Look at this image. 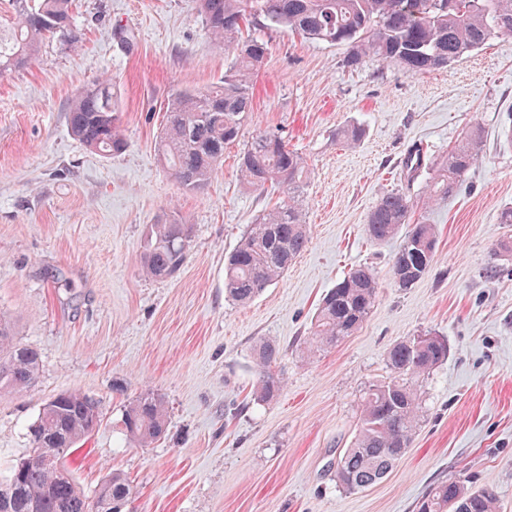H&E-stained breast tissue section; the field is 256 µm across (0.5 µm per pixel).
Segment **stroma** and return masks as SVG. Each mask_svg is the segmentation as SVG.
<instances>
[{"label": "stroma", "instance_id": "obj_1", "mask_svg": "<svg viewBox=\"0 0 512 512\" xmlns=\"http://www.w3.org/2000/svg\"><path fill=\"white\" fill-rule=\"evenodd\" d=\"M78 49L46 39L22 70L0 75V312L36 350L34 386L0 396V475L30 448L28 427L51 397L79 391L101 423L66 456L87 495L125 477L133 512H415L434 487H490L512 512V36L448 67L411 76L347 47L263 31L269 53L254 79L241 142L202 191L162 165L155 143L168 101L219 86L232 58L207 35L197 0H76ZM111 78L128 141L115 156L90 150L68 125L74 97ZM364 125L355 147L336 130ZM481 128V157L458 194L423 205L434 158ZM261 131L306 161V250L279 281L240 306L224 296V257L271 195L246 186L238 155ZM409 191L434 224L436 255L412 287L395 286L401 244L369 240L365 224L388 191ZM191 224L186 260L171 278L145 276L151 225ZM378 282L363 325L336 345L307 338L324 294L356 266ZM448 358L422 383L409 448L376 485L346 492L336 458L349 447L365 388L388 375L386 354L422 333ZM279 347L283 387L255 400V349ZM160 395L167 430L147 448L122 435L126 406Z\"/></svg>", "mask_w": 512, "mask_h": 512}]
</instances>
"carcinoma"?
Returning <instances> with one entry per match:
<instances>
[{
	"label": "carcinoma",
	"instance_id": "1",
	"mask_svg": "<svg viewBox=\"0 0 512 512\" xmlns=\"http://www.w3.org/2000/svg\"><path fill=\"white\" fill-rule=\"evenodd\" d=\"M198 0L206 30L216 46L232 53L224 84L199 93H180L167 104L166 122L158 142L163 165L187 191L206 187L224 162V148L242 136L252 112L254 77L268 53V42L251 30L283 28L306 40L349 49L347 62L372 57L393 64L408 75L439 70L486 45L512 34V0ZM7 23H0V74L20 70L44 39L57 37L77 47L73 22L75 0H5ZM72 135L103 155L127 147L121 131L112 82L101 79L83 89L68 112ZM365 128L348 123L336 129L337 140L359 143ZM481 138L471 131L447 154L427 162L422 150L409 153L405 167L416 174L428 167L434 176L425 188L426 204H439L456 194L475 166ZM241 180L266 193L284 197L250 225L239 244L224 257V293L247 304L277 281L305 250L309 228L302 220V192L306 163L275 133L260 132L239 154ZM415 200L404 191H391L377 201L368 216L370 240L385 242L403 235L390 267L393 283L410 288L429 271L436 253L434 225L411 223ZM190 225L177 220L153 224L142 256L144 274L168 278L182 266L189 244ZM378 282L364 266L350 269L322 298L309 343L332 346L353 334L374 305ZM280 349L262 342L256 349L259 371L256 394L260 401L282 388L274 366ZM448 358V343L438 335L400 341L387 352L389 376L364 392L356 433L338 456L339 486L352 492L375 485L394 467L397 449L409 447L421 409L419 380ZM39 372L38 353L15 337L10 320L0 315V394L31 386ZM98 422L91 399L78 392L58 394L43 404L29 427L31 444L41 439L73 448L89 437ZM167 425L163 400L146 391L129 403L123 431L129 444L148 447ZM107 489L96 508L80 490L65 462L26 458L0 481V512H110L129 504L131 490L118 474L105 479ZM463 495L467 512H498L497 497L488 487L462 482L434 487L417 503V512H448V499Z\"/></svg>",
	"mask_w": 512,
	"mask_h": 512
}]
</instances>
